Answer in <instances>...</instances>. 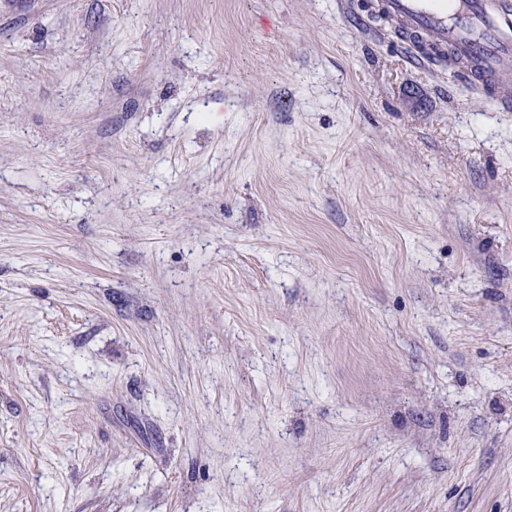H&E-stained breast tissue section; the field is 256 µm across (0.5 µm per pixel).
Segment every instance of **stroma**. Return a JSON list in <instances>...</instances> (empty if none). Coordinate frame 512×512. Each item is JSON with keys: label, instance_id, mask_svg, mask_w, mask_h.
I'll return each instance as SVG.
<instances>
[{"label": "stroma", "instance_id": "stroma-1", "mask_svg": "<svg viewBox=\"0 0 512 512\" xmlns=\"http://www.w3.org/2000/svg\"><path fill=\"white\" fill-rule=\"evenodd\" d=\"M0 512H512V112L364 0H0Z\"/></svg>", "mask_w": 512, "mask_h": 512}]
</instances>
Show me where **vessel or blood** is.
Returning a JSON list of instances; mask_svg holds the SVG:
<instances>
[{"label": "vessel or blood", "instance_id": "b4317fda", "mask_svg": "<svg viewBox=\"0 0 512 512\" xmlns=\"http://www.w3.org/2000/svg\"><path fill=\"white\" fill-rule=\"evenodd\" d=\"M375 13L404 48L463 65L470 89L512 112V0H378Z\"/></svg>", "mask_w": 512, "mask_h": 512}]
</instances>
